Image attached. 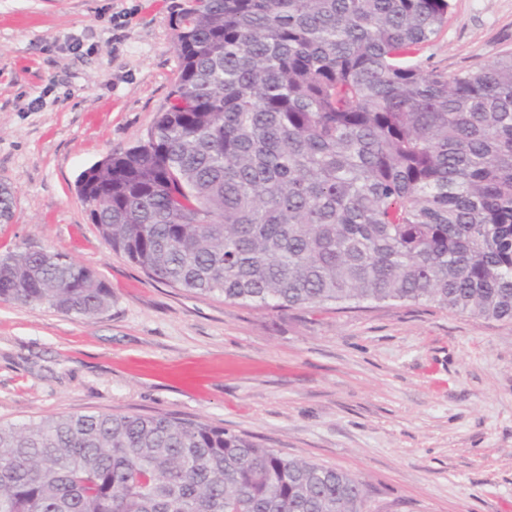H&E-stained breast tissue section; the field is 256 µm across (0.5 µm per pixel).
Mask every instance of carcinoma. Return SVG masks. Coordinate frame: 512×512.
<instances>
[{"label": "carcinoma", "mask_w": 512, "mask_h": 512, "mask_svg": "<svg viewBox=\"0 0 512 512\" xmlns=\"http://www.w3.org/2000/svg\"><path fill=\"white\" fill-rule=\"evenodd\" d=\"M450 0H187L145 139L82 172L109 246L153 280L264 307L429 302L512 323V53L413 59ZM14 192L0 190V222ZM0 300L94 318L112 289L47 249ZM358 477L202 421L0 425V512H363Z\"/></svg>", "instance_id": "carcinoma-1"}]
</instances>
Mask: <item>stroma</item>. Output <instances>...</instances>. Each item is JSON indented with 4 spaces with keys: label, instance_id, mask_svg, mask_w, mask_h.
<instances>
[{
    "label": "stroma",
    "instance_id": "obj_1",
    "mask_svg": "<svg viewBox=\"0 0 512 512\" xmlns=\"http://www.w3.org/2000/svg\"><path fill=\"white\" fill-rule=\"evenodd\" d=\"M179 0H0V255L46 247L113 295L80 319L0 301V424L166 414L347 471L370 512H512V323L427 302L258 308L151 280L103 240L82 171L145 138L179 77ZM512 52V0H451L416 58Z\"/></svg>",
    "mask_w": 512,
    "mask_h": 512
}]
</instances>
